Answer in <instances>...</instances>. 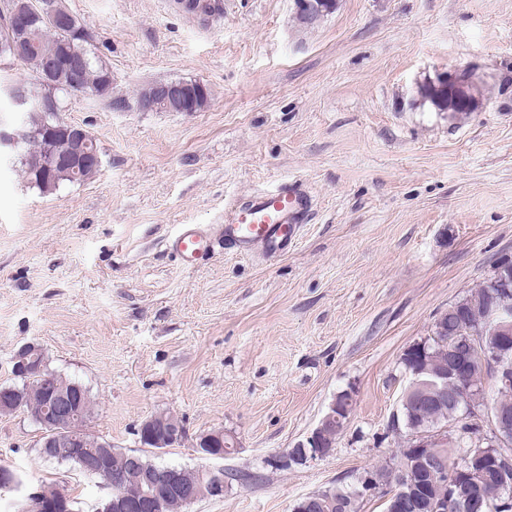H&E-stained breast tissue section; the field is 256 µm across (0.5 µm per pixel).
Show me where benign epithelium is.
<instances>
[{"instance_id": "benign-epithelium-1", "label": "benign epithelium", "mask_w": 512, "mask_h": 512, "mask_svg": "<svg viewBox=\"0 0 512 512\" xmlns=\"http://www.w3.org/2000/svg\"><path fill=\"white\" fill-rule=\"evenodd\" d=\"M295 16L300 23L312 26L334 13L337 0H294ZM0 12L7 18L9 32L14 35L12 44L16 59H21L27 48V38L40 21L44 20L58 28L65 34L73 35L83 41H91V33L84 26L76 25L72 12L62 9L56 0H18L11 3L3 0L0 3ZM439 84L437 89L448 108L458 105L471 104L473 94L467 79L457 71L443 72L437 76ZM209 92L207 86L199 80H171L155 86L147 100L137 103V108L143 112L155 111L158 108L176 107L181 112L191 114L201 111L208 103ZM43 135L52 140L59 135L69 140V154L48 157L35 155L28 158L29 167L39 175L55 173L60 169L70 171L79 165H101L100 154L91 147L90 139L82 129L74 125H64L57 120L43 128ZM490 334L494 335L495 342L489 347L479 348L470 336H456L448 349V362L443 364L437 376L442 380V387L448 388V380H453L454 388L448 396V405L455 409L471 406V383L467 381L470 363L475 355H480L505 375L512 374V321L498 318L492 323ZM39 347L33 343L20 347L12 357L14 372L26 378L30 384L36 380L33 373H41L42 367L34 361V354ZM82 386L73 384H53L50 387L49 407L43 413L30 415V418L40 429L37 447L42 449L47 459L56 457L55 449L65 445L79 443L84 440L81 428L76 421L80 416L79 403L75 396L80 394ZM353 410L352 394L343 391L336 395L331 404L330 411L324 420L336 421L345 424ZM487 422L490 426L492 438L489 444L497 448L512 446V412L505 411L495 405L485 404ZM139 440L143 444H152L155 448H169L179 443L184 436L181 424L165 419L161 414L154 415L144 421L138 430ZM322 425H317L306 441L298 447L290 449L279 462L286 465L288 461L305 464L317 457L328 455L322 444ZM447 440L441 431H425L415 429L407 434L408 446L414 450L418 461L428 466L435 454V448ZM101 449L96 462L88 469L109 476L106 487L110 493L99 499L96 512H161L162 500L154 493L147 492L138 497L130 498L120 492L124 480V472L110 467L109 442L100 443ZM197 447L209 450L211 448H233L234 440L218 430L200 437ZM183 471L178 468L163 470V480L174 492L186 494V501L195 503L200 499L220 498L224 496V471L209 470V479L191 488L183 485ZM414 482H407V488L400 491L407 502V508L400 512H447L448 500L454 505L467 508L476 501V494L470 486L463 483L459 489H450L448 498L437 501L433 498L416 504L413 494ZM25 498L30 502L32 512H68L67 498L58 496L55 503L47 504L40 500L38 492H28Z\"/></svg>"}]
</instances>
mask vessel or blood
I'll list each match as a JSON object with an SVG mask.
<instances>
[{
	"label": "vessel or blood",
	"mask_w": 512,
	"mask_h": 512,
	"mask_svg": "<svg viewBox=\"0 0 512 512\" xmlns=\"http://www.w3.org/2000/svg\"><path fill=\"white\" fill-rule=\"evenodd\" d=\"M311 209L312 197L305 184L286 181L231 204L218 233L199 224L181 225L169 247L187 267L218 250L281 258L296 247Z\"/></svg>",
	"instance_id": "1"
}]
</instances>
